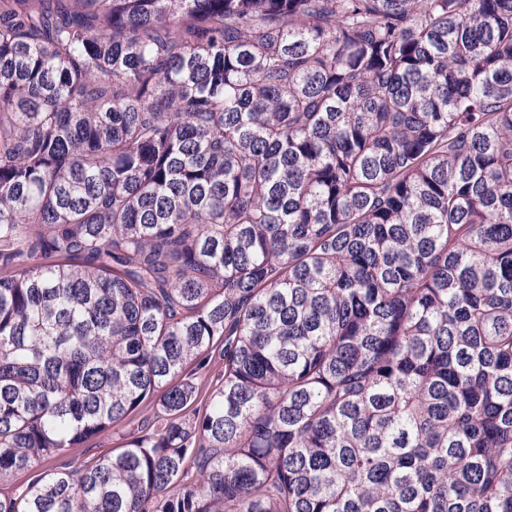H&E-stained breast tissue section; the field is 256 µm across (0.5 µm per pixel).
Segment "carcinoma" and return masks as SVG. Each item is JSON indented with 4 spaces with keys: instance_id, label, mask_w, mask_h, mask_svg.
<instances>
[{
    "instance_id": "cac0c4a2",
    "label": "carcinoma",
    "mask_w": 512,
    "mask_h": 512,
    "mask_svg": "<svg viewBox=\"0 0 512 512\" xmlns=\"http://www.w3.org/2000/svg\"><path fill=\"white\" fill-rule=\"evenodd\" d=\"M107 429L0 512H512V0H0V480ZM118 442L117 436L113 435L112 431L102 432L78 448H67L64 459H72L79 463L98 459L112 454V449Z\"/></svg>"
}]
</instances>
